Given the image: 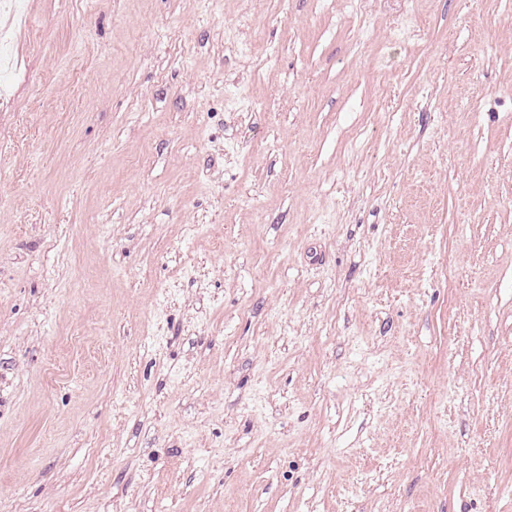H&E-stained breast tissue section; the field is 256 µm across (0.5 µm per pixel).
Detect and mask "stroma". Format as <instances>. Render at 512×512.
Here are the masks:
<instances>
[{
    "label": "stroma",
    "mask_w": 512,
    "mask_h": 512,
    "mask_svg": "<svg viewBox=\"0 0 512 512\" xmlns=\"http://www.w3.org/2000/svg\"><path fill=\"white\" fill-rule=\"evenodd\" d=\"M18 7L0 512H512V0Z\"/></svg>",
    "instance_id": "35a3bbf8"
}]
</instances>
